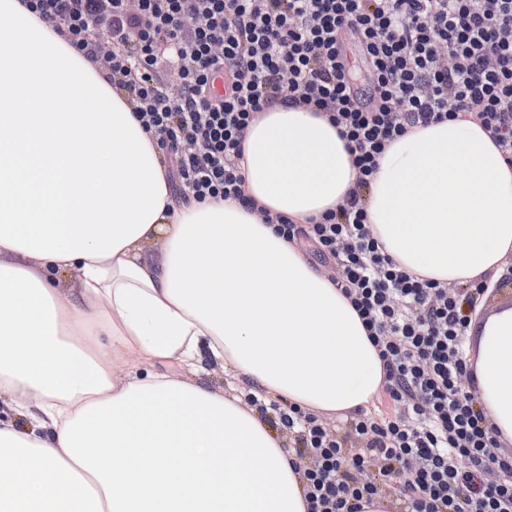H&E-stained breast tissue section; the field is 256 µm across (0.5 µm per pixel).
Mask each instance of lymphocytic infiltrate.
<instances>
[{
    "mask_svg": "<svg viewBox=\"0 0 512 512\" xmlns=\"http://www.w3.org/2000/svg\"><path fill=\"white\" fill-rule=\"evenodd\" d=\"M135 102L170 177L196 201L242 200L249 125L282 102L321 113L357 181L314 224L267 216L306 240L361 317L393 408L336 425L297 406L276 418L302 463L308 512H512V450L473 386L471 313L494 292L400 269L367 222L377 159L416 126L473 120L512 163V0H28ZM370 67L362 98L344 50ZM175 71L179 94L168 91ZM222 91H215V83Z\"/></svg>",
    "mask_w": 512,
    "mask_h": 512,
    "instance_id": "f902f5d3",
    "label": "lymphocytic infiltrate"
}]
</instances>
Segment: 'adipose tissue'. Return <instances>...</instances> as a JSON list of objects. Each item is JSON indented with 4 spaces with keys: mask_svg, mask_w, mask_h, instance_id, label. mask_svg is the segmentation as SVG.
Listing matches in <instances>:
<instances>
[{
    "mask_svg": "<svg viewBox=\"0 0 512 512\" xmlns=\"http://www.w3.org/2000/svg\"><path fill=\"white\" fill-rule=\"evenodd\" d=\"M132 109L0 0V405L29 421L0 419V512H308L256 403L343 416L383 368L340 288L260 212L320 218L354 188L353 158L326 119L276 105L244 141L255 210L178 203ZM377 163L367 221L400 268L468 284L512 264V166L479 124L413 128ZM472 363L512 443L511 306L480 316ZM212 366L233 368L232 393L202 381Z\"/></svg>",
    "mask_w": 512,
    "mask_h": 512,
    "instance_id": "obj_1",
    "label": "adipose tissue"
}]
</instances>
